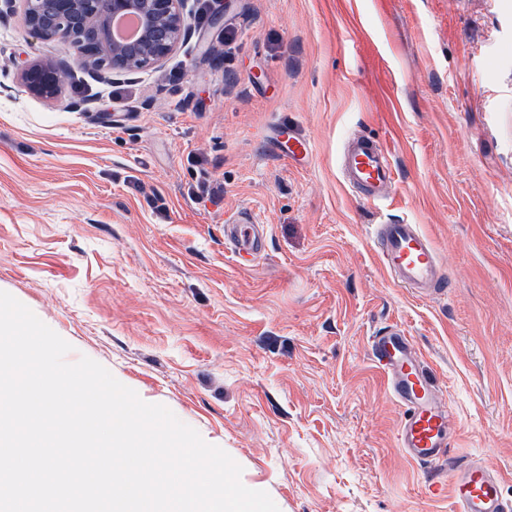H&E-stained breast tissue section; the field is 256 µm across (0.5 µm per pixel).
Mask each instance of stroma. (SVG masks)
Listing matches in <instances>:
<instances>
[{"instance_id":"stroma-1","label":"stroma","mask_w":512,"mask_h":512,"mask_svg":"<svg viewBox=\"0 0 512 512\" xmlns=\"http://www.w3.org/2000/svg\"><path fill=\"white\" fill-rule=\"evenodd\" d=\"M63 55L0 12V291L68 362L168 407L280 512H454L397 446L369 347L397 326L446 397L450 459L512 501V0H222L160 67L30 94L21 70ZM354 132L391 151L381 208L340 177ZM198 168L221 200L189 196ZM244 209L266 235L248 266L224 241ZM385 223L421 225L447 294L392 282Z\"/></svg>"}]
</instances>
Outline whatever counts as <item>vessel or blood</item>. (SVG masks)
<instances>
[{"instance_id": "vessel-or-blood-1", "label": "vessel or blood", "mask_w": 512, "mask_h": 512, "mask_svg": "<svg viewBox=\"0 0 512 512\" xmlns=\"http://www.w3.org/2000/svg\"><path fill=\"white\" fill-rule=\"evenodd\" d=\"M346 185L357 189L364 202L378 206L392 197L391 154L371 137L354 135L344 142L339 162ZM225 235L234 253L254 259L264 248L263 233L242 212ZM379 262L390 278L417 294L438 295L444 279L435 246L417 224H377L373 227ZM373 362L403 410L397 440L406 457L417 464L446 462L454 428L448 404L409 336L390 328L372 337ZM456 512H512L501 493L502 477L478 460L449 468Z\"/></svg>"}]
</instances>
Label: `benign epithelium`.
I'll use <instances>...</instances> for the list:
<instances>
[{
    "mask_svg": "<svg viewBox=\"0 0 512 512\" xmlns=\"http://www.w3.org/2000/svg\"><path fill=\"white\" fill-rule=\"evenodd\" d=\"M28 29L40 39L54 40L83 67L104 72H138L158 67L190 31L188 0H111L112 15H133L139 36L130 42L110 35V16L99 13L95 0H21ZM65 75L61 64H33L22 70L29 93L55 97Z\"/></svg>",
    "mask_w": 512,
    "mask_h": 512,
    "instance_id": "benign-epithelium-1",
    "label": "benign epithelium"
}]
</instances>
